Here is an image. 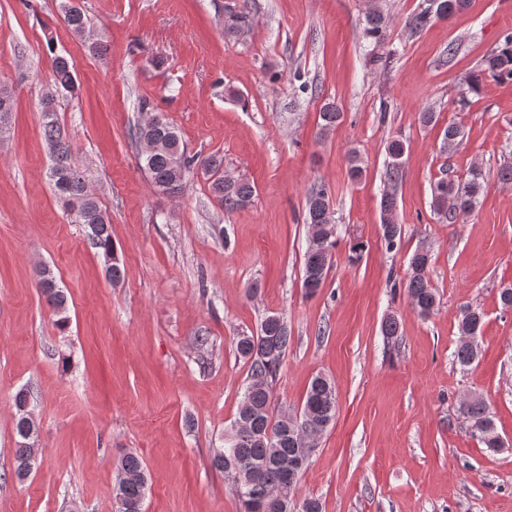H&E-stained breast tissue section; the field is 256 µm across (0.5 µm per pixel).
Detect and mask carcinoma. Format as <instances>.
I'll return each mask as SVG.
<instances>
[{"label":"carcinoma","mask_w":512,"mask_h":512,"mask_svg":"<svg viewBox=\"0 0 512 512\" xmlns=\"http://www.w3.org/2000/svg\"><path fill=\"white\" fill-rule=\"evenodd\" d=\"M469 0H424V6L406 21V27L416 33L431 23L447 20L465 10ZM62 19L69 31L88 44L95 55H103L107 47L87 25L81 7L69 2L61 4ZM251 15L246 6H236L224 15V33L239 36L250 28ZM364 36L374 46L385 43L388 26L385 16L378 10L366 16ZM494 81L512 80V32L503 36L497 50L487 54L480 69L468 82V91H478L486 79ZM76 65L72 58L57 54L53 60L52 79L41 96L40 112L43 139L49 149L51 167L49 178L54 192L73 222L84 227L89 244L97 250L106 267L110 280L121 279L123 262L112 241V226L107 213L101 208L89 189L86 178L76 165L70 136L61 126L56 114L57 98L63 94H79ZM15 100L12 89L0 83V141L4 140L6 122L14 111ZM319 117L321 127L329 129L340 121L342 113L335 103L322 105ZM132 139L140 144L147 142L152 149L140 155V164L151 184L166 197H177L191 175L203 172L209 181L211 193L227 211L248 206L254 197L255 188L244 179H224V159L216 154L202 156L190 154L178 129L166 118L158 125L136 124L131 131ZM405 144L394 137L387 145V185L381 194V236L386 249L393 251L400 246L402 227L395 220L397 207L396 186L401 181ZM484 190L482 173L478 169L470 172L464 181L439 179L432 188L434 213L446 221L466 215L475 208ZM306 224L319 227L308 235L303 254L302 288L309 296L316 295L324 286L329 271L333 250L336 247L337 224L330 196L324 185H313L305 199ZM429 251L416 250L408 260L406 290L413 308L424 317L431 315L437 306V294L428 279ZM37 288L57 316L56 325L65 330L67 298L59 288L52 272L43 269ZM483 314L467 308L461 312L460 335H478ZM292 342L288 323L283 317L272 314L264 317L257 333L235 338L237 354L249 363L248 383L241 406L230 432L224 436V446L214 450L212 466L224 472L231 481L233 490L241 502V512H285L283 505L292 502L298 493V482L288 479L284 464L298 457L303 451L306 434H321L332 422L336 410L333 383L320 375L312 378L307 388L302 410L307 427L295 428L297 419L288 409L274 410L272 407V383L282 365ZM480 344L461 342L454 357L459 365L468 367L478 360ZM15 407L14 431L16 436L15 474L24 480L30 474V466L37 465L38 427L29 409L27 392L18 391L13 400ZM460 416L477 432L490 452L500 449L497 429L487 403L481 396H473L459 405ZM147 475L138 455H124L118 464V480L115 495L122 496L126 512H138L137 505L145 499Z\"/></svg>","instance_id":"cac0c4a2"}]
</instances>
